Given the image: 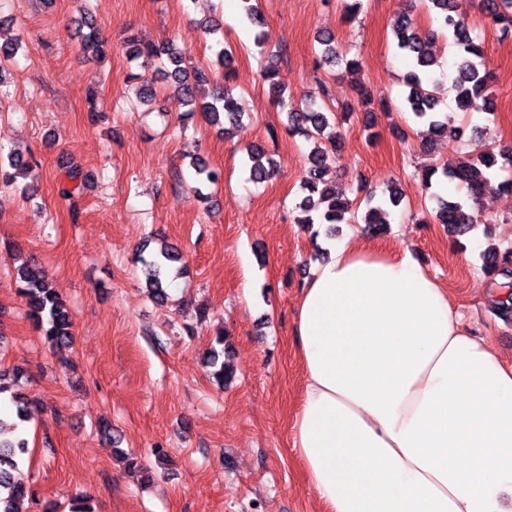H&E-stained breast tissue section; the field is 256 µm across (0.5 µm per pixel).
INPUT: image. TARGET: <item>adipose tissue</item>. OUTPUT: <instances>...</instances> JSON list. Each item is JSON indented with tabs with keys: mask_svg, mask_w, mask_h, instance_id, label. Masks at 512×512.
<instances>
[{
	"mask_svg": "<svg viewBox=\"0 0 512 512\" xmlns=\"http://www.w3.org/2000/svg\"><path fill=\"white\" fill-rule=\"evenodd\" d=\"M294 334L292 446L324 512H512V365L409 249L331 244Z\"/></svg>",
	"mask_w": 512,
	"mask_h": 512,
	"instance_id": "adipose-tissue-1",
	"label": "adipose tissue"
}]
</instances>
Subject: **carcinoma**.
I'll return each mask as SVG.
<instances>
[{
  "label": "carcinoma",
  "instance_id": "1",
  "mask_svg": "<svg viewBox=\"0 0 512 512\" xmlns=\"http://www.w3.org/2000/svg\"><path fill=\"white\" fill-rule=\"evenodd\" d=\"M245 3V17L249 24L257 28L253 43L261 54L270 53L269 34L263 29L261 13L252 5ZM428 10L434 14L435 27L422 29L414 22L410 10H403L393 25V38L398 50L406 61V71L402 82L406 95L402 102L403 110L421 123L422 146L431 145L437 138L448 137V115L439 109V99L430 84L435 82L434 71L440 66L438 57L432 51L436 40L442 38L458 50L454 61L457 91L456 105L464 112H484L490 108L492 90L482 44L478 35L469 24L462 9L463 0H423ZM481 11L489 16L505 34L512 32V0H481ZM317 42L322 46L318 65L333 67L344 65L345 71L355 73L361 64L357 57L348 56L329 33H319ZM221 46L215 54V60L207 66L189 69L171 41L159 45L148 44L144 47L133 46L129 54L133 60H142V66L154 69V74L162 80L174 84L183 104L189 106L187 115L196 112L197 101H203L201 113L204 119L214 126L229 124L234 128L244 127L247 116L242 101L225 94L219 77H229L232 72L233 57ZM261 78L268 85L273 101L287 115L286 130L290 134H300L313 147L307 155V171L302 181L304 196L298 203L302 218L299 224H365L367 230L378 233L386 224V209H398L404 205L405 196L396 182L387 186L384 197L379 198L372 191L365 193L363 203L336 193L326 179L329 164L336 160L339 128L350 113L359 107L371 106L374 94L370 86L363 82L355 84L353 100L344 103L340 110L329 102L318 103L304 100L299 104L290 101L288 86L279 78V70L269 65L262 70ZM249 180L263 181L270 169L276 165L273 154L260 145H252L247 150ZM512 167V148L489 149L475 156H469L456 166L429 165L422 171V181L426 187L432 186V177L439 176L443 184L463 186L467 189L471 203L455 199L436 197V208L431 218L444 225L450 234L465 232L474 224L475 216L472 204L487 192L507 185L496 181L497 172ZM197 186L194 191L202 194L200 185L216 184L222 180L219 170L210 168L206 162L197 158L192 162ZM139 261L145 278V286L152 298L164 300L166 287L170 280L181 273L174 263L181 257L169 245L163 244L150 256H140ZM19 293L28 307V315L44 339L58 349L73 344V321L69 308L62 296L54 288L52 280L45 270L22 264L15 269ZM224 352L211 349L206 357L207 365L215 368L219 378H226L233 372L229 364L221 360ZM23 373L19 369L0 371V402L13 408L12 429L16 432L13 439L3 437L4 423L0 419V489H9L8 496L0 497V512H18L16 501L29 493L21 483L13 480L27 453L26 439L21 437L24 423L29 420V398L20 390L19 381Z\"/></svg>",
  "mask_w": 512,
  "mask_h": 512
}]
</instances>
